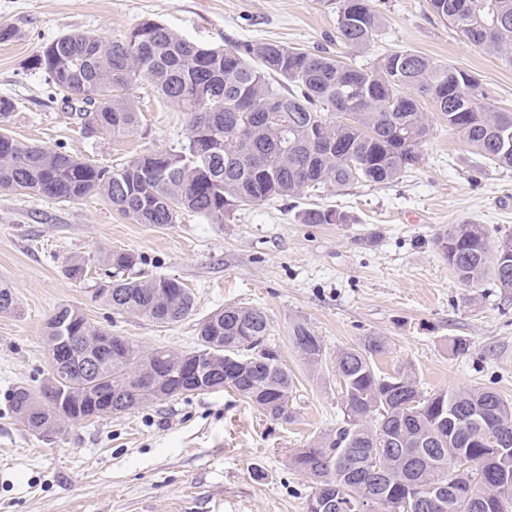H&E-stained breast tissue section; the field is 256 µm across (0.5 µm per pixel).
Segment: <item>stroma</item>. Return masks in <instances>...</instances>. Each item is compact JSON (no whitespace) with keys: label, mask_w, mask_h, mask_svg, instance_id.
<instances>
[{"label":"stroma","mask_w":512,"mask_h":512,"mask_svg":"<svg viewBox=\"0 0 512 512\" xmlns=\"http://www.w3.org/2000/svg\"><path fill=\"white\" fill-rule=\"evenodd\" d=\"M376 6L383 30L356 63L411 49L472 72L497 106L512 109V65L470 45L427 0ZM145 20L203 46L337 49L336 15L323 0H0V25L18 32L0 42V96L16 103L10 134L100 166L179 149L189 134L185 114L146 85L132 90L142 110L135 130L91 135L43 73L27 67L63 32L113 41ZM314 204L345 212L348 223H301ZM465 220L512 232V170L486 164L441 124L419 165L396 183L272 199L221 224L186 213L155 227L97 197L68 203L0 192V281L18 302L17 313L0 314V512H305L308 480L289 469L288 457L339 426L336 351L370 334L389 344L376 359L380 370L412 367L424 393L485 384L512 401V295L465 287L434 245L441 229ZM110 251L135 254L141 277L170 276L191 288L192 315L160 326L96 301L106 270L95 260ZM75 256L92 262L81 282L64 273ZM63 304L138 346L184 351L194 349L200 322L224 305L263 308L294 379L292 422L223 390L29 433L11 418L6 396L46 377L45 322ZM297 323L321 337V365H307L292 345ZM458 336L469 342L467 353L452 352Z\"/></svg>","instance_id":"35a3bbf8"}]
</instances>
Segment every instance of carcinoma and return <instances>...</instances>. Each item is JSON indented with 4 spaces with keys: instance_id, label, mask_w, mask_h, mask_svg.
I'll return each instance as SVG.
<instances>
[{
    "instance_id": "obj_1",
    "label": "carcinoma",
    "mask_w": 512,
    "mask_h": 512,
    "mask_svg": "<svg viewBox=\"0 0 512 512\" xmlns=\"http://www.w3.org/2000/svg\"><path fill=\"white\" fill-rule=\"evenodd\" d=\"M333 0L336 40L355 56L380 34L383 15L372 0ZM433 15L474 47L512 65V0H428ZM29 67L42 71L52 91L80 94L76 119L89 133L114 137L133 131L140 111L130 90L138 82L187 115L180 149L142 154L102 167L64 151L22 143L1 124L15 110L0 96V191L37 193L60 202L98 196L138 224H175L185 213L224 223L246 206L274 198L354 183L388 185L414 169L438 118L487 161L512 168V110L494 104L470 72L409 49L356 65L324 51L256 41L231 47L200 46L166 24L144 21L123 41L68 31L45 44ZM278 114L277 121L267 114ZM303 224H345L336 209L309 208ZM434 244L457 278L470 288L487 280L512 292V234L491 237L482 224H450ZM122 277L101 281L96 297L117 313L158 325L189 317L190 289L176 278L137 276V257L116 251L96 259ZM89 261L68 262L72 280L87 276ZM17 310L10 284L0 281V314ZM105 335L82 309L64 304L45 323L47 347L65 337L87 344ZM291 342L311 366L325 358L321 337L292 327ZM388 351L381 336H365L336 350L343 420L335 431L298 448L288 467L309 480L307 504L334 500L333 512H512V455L484 444V428L512 449V404L494 389L473 385L425 394L415 373H384L376 357ZM198 356L232 391L266 416L288 422L294 382L270 341L259 307L226 305L199 326L194 350L142 349L127 339L96 372H48L38 388L13 387L12 417L27 431H46L43 400L63 396L73 422L103 418L93 396L102 386L119 396L112 413L143 410L200 395L184 363ZM160 366L179 367L161 398L147 380Z\"/></svg>"
}]
</instances>
